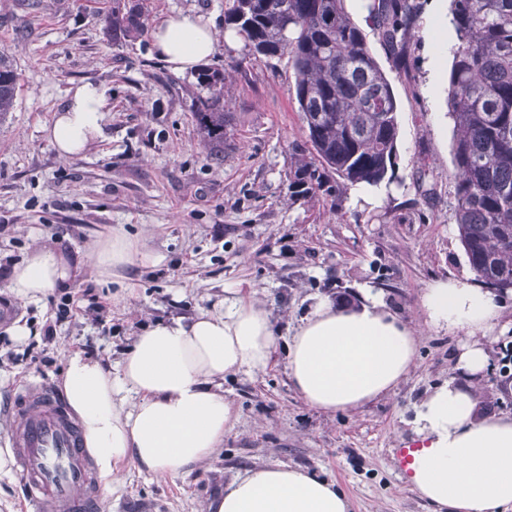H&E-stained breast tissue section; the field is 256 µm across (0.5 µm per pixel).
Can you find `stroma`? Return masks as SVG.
<instances>
[{
	"instance_id": "1",
	"label": "stroma",
	"mask_w": 512,
	"mask_h": 512,
	"mask_svg": "<svg viewBox=\"0 0 512 512\" xmlns=\"http://www.w3.org/2000/svg\"><path fill=\"white\" fill-rule=\"evenodd\" d=\"M143 4L147 20L189 12L220 31L232 0ZM107 5L0 0V50L20 75L14 108L0 118V448L13 445L11 406L42 384L59 387L69 352L116 365L148 325L192 317L237 291L264 304L277 348L264 373L225 377L236 421L223 448L185 477L159 479L124 464L120 487L97 484V512H207L238 475L278 464L336 482L350 512H434L395 454L412 443L417 406L454 375L461 341L425 327L423 295L434 281L472 273L452 210L450 0H427L405 64L371 45L399 103V139L395 178L369 199L343 183L330 195L290 196L291 152L306 133L287 61H249L243 42H218L208 66L227 75V125L216 146L194 116L196 72H174L149 34L112 43ZM85 82L112 97L107 137L65 160L41 129L67 90ZM421 169L436 188L428 202L414 179ZM120 224L152 260L106 283L86 269L85 254ZM38 248L61 255L73 275L45 301L25 304L8 294L6 271ZM121 286L130 293L124 305L112 298ZM364 288L422 328L414 367L356 410L311 408L288 379L292 329L314 298L349 305ZM67 298L75 305L63 315ZM19 319L36 331L22 344L7 334ZM501 343L491 344L478 390L487 414H512V363L503 364Z\"/></svg>"
}]
</instances>
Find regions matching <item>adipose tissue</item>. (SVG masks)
<instances>
[{
    "instance_id": "obj_1",
    "label": "adipose tissue",
    "mask_w": 512,
    "mask_h": 512,
    "mask_svg": "<svg viewBox=\"0 0 512 512\" xmlns=\"http://www.w3.org/2000/svg\"><path fill=\"white\" fill-rule=\"evenodd\" d=\"M157 54L185 72L210 58L218 40L211 23L196 14L154 19ZM112 110L105 86L75 85L44 126L45 139L65 159L84 156L106 134ZM103 279L145 260L123 227L94 242L86 253ZM71 275L51 250H37L15 265L6 289L14 299L38 302ZM425 322L463 334L458 375L418 405L414 431L421 444L407 479L437 512H503L512 507V416L478 413V384L490 363L485 336L499 324L495 294L469 278L434 282L423 296ZM417 332L365 293L345 308L319 297L293 330L288 377L301 399L324 412L349 410L391 391L415 363ZM276 337L257 300L225 298L200 310L148 326L116 367L73 351L61 371V389L78 416L84 444L101 479L115 487L129 462L157 478L190 473L224 443L236 419L222 381L229 374L256 375L270 365ZM335 482L298 468L269 466L236 477L209 512H348Z\"/></svg>"
}]
</instances>
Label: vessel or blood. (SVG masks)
<instances>
[{
	"label": "vessel or blood",
	"instance_id": "1",
	"mask_svg": "<svg viewBox=\"0 0 512 512\" xmlns=\"http://www.w3.org/2000/svg\"><path fill=\"white\" fill-rule=\"evenodd\" d=\"M16 466L38 512H92L94 475L80 428L49 386L17 409Z\"/></svg>",
	"mask_w": 512,
	"mask_h": 512
}]
</instances>
